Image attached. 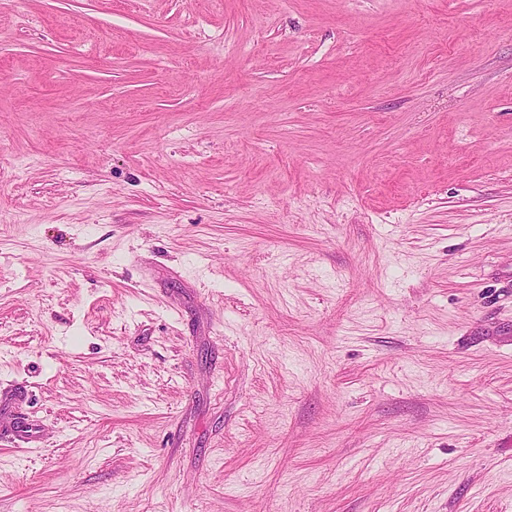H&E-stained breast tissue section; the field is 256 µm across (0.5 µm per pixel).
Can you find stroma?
Wrapping results in <instances>:
<instances>
[{
  "label": "stroma",
  "mask_w": 512,
  "mask_h": 512,
  "mask_svg": "<svg viewBox=\"0 0 512 512\" xmlns=\"http://www.w3.org/2000/svg\"><path fill=\"white\" fill-rule=\"evenodd\" d=\"M0 512H512V0L1 9Z\"/></svg>",
  "instance_id": "obj_1"
}]
</instances>
